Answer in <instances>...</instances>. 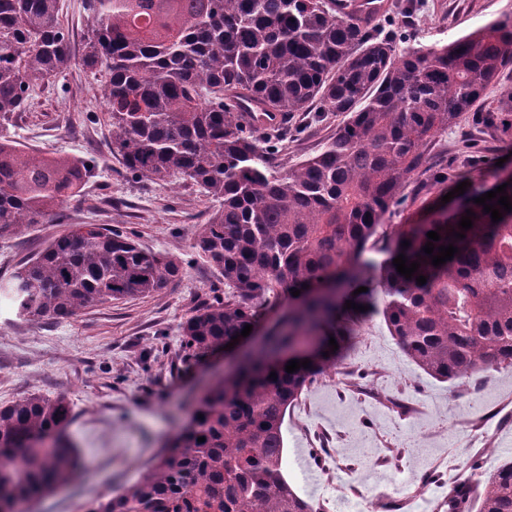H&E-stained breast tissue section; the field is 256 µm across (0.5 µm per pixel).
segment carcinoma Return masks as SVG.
Returning <instances> with one entry per match:
<instances>
[{
	"label": "carcinoma",
	"mask_w": 512,
	"mask_h": 512,
	"mask_svg": "<svg viewBox=\"0 0 512 512\" xmlns=\"http://www.w3.org/2000/svg\"><path fill=\"white\" fill-rule=\"evenodd\" d=\"M86 6L91 35L82 62L108 74L112 155L133 177L190 180L220 202L194 248L237 295L216 297L186 319L181 347L194 358L212 354L257 324L268 293L279 288L289 300L266 347L244 353L207 389L137 480L86 512H316L283 473V423L313 378L336 366L329 340L351 336L336 321L338 301L311 288L322 280L365 283L371 242L388 259L379 287L353 302L381 306L391 336L419 369L448 382L512 366V211L499 209L494 223L474 203L502 182L468 186L449 218L376 239L411 180L423 176L434 187L460 179L429 163L424 147L512 67L511 18L447 44L400 49L374 28L380 13L364 16L354 0ZM71 59L59 0H0V123ZM245 103L254 112H333L343 120L318 154L279 175L269 158L282 134L272 127L256 137ZM482 121L512 128V112L488 111ZM90 171L0 135V234L53 220ZM468 209L473 226L463 231ZM430 231L441 236L434 247L459 249L438 267L423 250ZM459 231L465 238L453 236ZM401 254L420 263L409 279L393 264ZM186 266L120 229L81 224L0 280V297L26 321L61 322L99 304L153 296ZM311 337L321 345L309 367L288 373L287 360L272 359ZM72 420L64 396L32 392L0 406V512L70 480L80 461L67 435ZM456 491L462 512H512V459L483 475L477 498L463 484Z\"/></svg>",
	"instance_id": "cac0c4a2"
}]
</instances>
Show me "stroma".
Listing matches in <instances>:
<instances>
[{
    "instance_id": "obj_1",
    "label": "stroma",
    "mask_w": 512,
    "mask_h": 512,
    "mask_svg": "<svg viewBox=\"0 0 512 512\" xmlns=\"http://www.w3.org/2000/svg\"><path fill=\"white\" fill-rule=\"evenodd\" d=\"M384 32L427 48L446 44L495 19L512 18V0H388ZM60 19L76 56L55 80L32 91L23 111L0 126L27 151L94 162L80 194L46 224H22L0 235V276L78 224L130 232L142 248L189 259L184 275L159 294L86 309L61 323L31 324L0 297V406L38 391L71 403L68 428L84 469L68 484L32 500L27 512H83L84 506L135 481L183 423L195 400L234 363L256 349L252 336L238 347L196 362L180 347L179 326L214 294L228 289L205 259L193 257L201 224L218 207L193 182L139 180L126 175L108 148L102 85L80 57L90 14L85 0H62ZM512 93V70L489 85L480 111L426 149L430 161L463 168L467 182H493L512 129L485 128L481 114ZM340 122L330 114L311 122L290 113L283 141L270 159L286 173L317 154ZM403 205L384 217L382 233L416 224L440 208L438 190L410 184ZM341 361L358 384L327 371L305 389L284 423V471L290 484L329 512H368L372 502L406 500L407 512H434L463 478L481 477L502 461L512 420V368L491 369L466 382H441L416 368L390 335L380 313L354 321Z\"/></svg>"
}]
</instances>
